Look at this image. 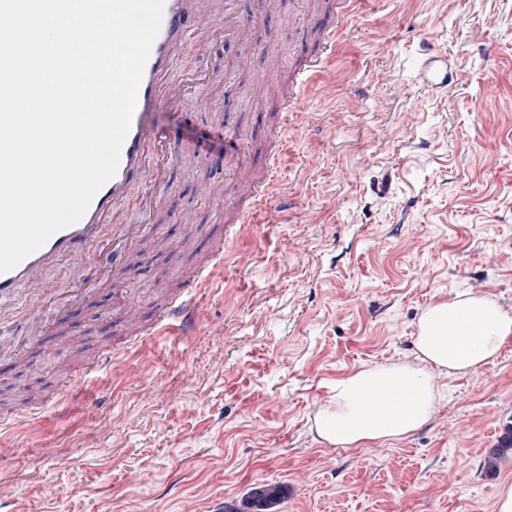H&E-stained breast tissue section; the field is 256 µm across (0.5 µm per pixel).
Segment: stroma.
<instances>
[{"label":"stroma","instance_id":"obj_1","mask_svg":"<svg viewBox=\"0 0 512 512\" xmlns=\"http://www.w3.org/2000/svg\"><path fill=\"white\" fill-rule=\"evenodd\" d=\"M236 7L253 23L243 56L203 35L160 82L203 75L155 116L174 162L150 224L169 248L94 286L63 259L10 301L81 289L24 364L0 362V417L23 419L0 512H241L261 484L284 490L271 512H496L512 454L493 473L484 459L512 424V341L477 373L439 376L431 420L399 441L340 448L313 418L336 377L413 362L434 300L474 288L512 308V0H358L289 112L326 0ZM439 49L435 93L416 68ZM265 176L287 211L235 234V203ZM219 245L193 328L127 337L129 299L151 324Z\"/></svg>","mask_w":512,"mask_h":512}]
</instances>
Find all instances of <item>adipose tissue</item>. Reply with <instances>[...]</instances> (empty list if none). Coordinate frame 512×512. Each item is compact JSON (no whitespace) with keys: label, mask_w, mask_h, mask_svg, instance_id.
Here are the masks:
<instances>
[{"label":"adipose tissue","mask_w":512,"mask_h":512,"mask_svg":"<svg viewBox=\"0 0 512 512\" xmlns=\"http://www.w3.org/2000/svg\"><path fill=\"white\" fill-rule=\"evenodd\" d=\"M512 340V308L468 289L428 305L420 314L416 357L338 377L319 406V438L341 448L388 443L416 431L433 416L440 375L474 374L494 364Z\"/></svg>","instance_id":"adipose-tissue-1"}]
</instances>
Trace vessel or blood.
<instances>
[{"mask_svg":"<svg viewBox=\"0 0 512 512\" xmlns=\"http://www.w3.org/2000/svg\"><path fill=\"white\" fill-rule=\"evenodd\" d=\"M195 0H165L159 33L151 47L138 88L137 102L130 129L122 144L115 174L94 194L85 214L75 224L52 235L38 250L26 257L14 269L0 273V301L14 297L21 283L37 280L43 269L66 257L83 266L87 279L101 281L113 265L122 261L128 252L140 247L149 234L148 225L139 224L129 229L121 244L109 251H94L97 230L104 218L114 212L116 202L135 201L140 212H150L154 197L147 193L146 183L166 185L167 171L173 161L165 151V134L152 122V112L158 106L177 109L182 95L181 85H173L167 94H160L159 79L172 64V48L194 38L198 29L228 26L242 31L244 23L234 16L230 0H221L218 7L203 6L194 12ZM336 28L324 27L321 46L308 59L303 71L296 77L297 84H306L322 70L323 54L336 42ZM440 54H433L422 65V75L427 86L438 88L448 80V70L440 64ZM272 194L270 185L252 191V208L241 211L239 230H246L253 210L267 207ZM195 290H184L172 297L156 320L154 332L167 330L171 325L191 327L195 309ZM63 306H53L45 300L34 299L28 304L22 325H14L9 312L0 309V358L19 356L22 346L35 342L53 318L59 317Z\"/></svg>","mask_w":512,"mask_h":512,"instance_id":"obj_1","label":"vessel or blood"}]
</instances>
